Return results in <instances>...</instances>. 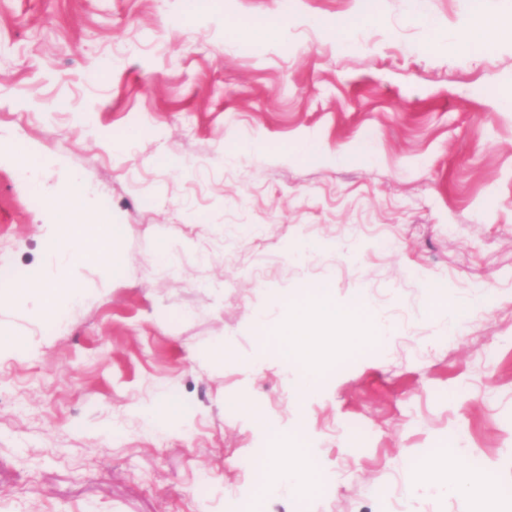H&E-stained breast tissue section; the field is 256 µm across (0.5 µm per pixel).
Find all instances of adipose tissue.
<instances>
[{
    "instance_id": "obj_1",
    "label": "adipose tissue",
    "mask_w": 512,
    "mask_h": 512,
    "mask_svg": "<svg viewBox=\"0 0 512 512\" xmlns=\"http://www.w3.org/2000/svg\"><path fill=\"white\" fill-rule=\"evenodd\" d=\"M59 257L68 264L83 262L92 242L113 237L115 228L106 213L92 209L86 198L64 190L55 211ZM286 323H271L264 310L251 315V323L262 330L265 350L274 352L281 365H293V385L300 397L315 394L332 374L336 361L324 356L321 345L314 339L313 321H320L327 330L345 325L354 329L356 336L348 340L350 349H358L371 340L382 339L385 324L381 315L360 295L337 301L330 281H319L307 287L298 296L289 298L286 305ZM261 435L270 445L265 468L268 483L264 494L294 492L302 488L317 491L319 475L310 450L309 432L295 426L283 432L275 423L266 420L259 426ZM287 458V468H280V458ZM416 490L435 488L442 494H458L474 501L490 499L495 477L492 471H475L465 467L456 444L436 448L416 466Z\"/></svg>"
}]
</instances>
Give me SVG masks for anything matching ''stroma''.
<instances>
[{"instance_id": "1", "label": "stroma", "mask_w": 512, "mask_h": 512, "mask_svg": "<svg viewBox=\"0 0 512 512\" xmlns=\"http://www.w3.org/2000/svg\"><path fill=\"white\" fill-rule=\"evenodd\" d=\"M433 22L422 26L416 10ZM472 0H0V282L80 284L59 334L0 300V512H237L256 420L304 424L323 486L267 512H476L411 495L455 442L512 512V43L458 49ZM315 143L300 157L298 140ZM238 142L237 154L224 152ZM116 266L57 261L66 175ZM330 280L387 339L301 398L250 323ZM466 311L455 336L426 281ZM490 309L471 306L473 296ZM175 414L147 425L159 403Z\"/></svg>"}]
</instances>
